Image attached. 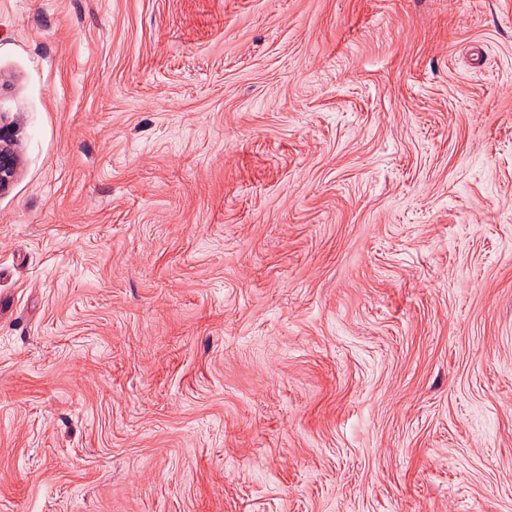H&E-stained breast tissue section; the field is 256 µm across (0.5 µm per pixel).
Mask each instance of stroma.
I'll return each mask as SVG.
<instances>
[{
    "label": "stroma",
    "mask_w": 512,
    "mask_h": 512,
    "mask_svg": "<svg viewBox=\"0 0 512 512\" xmlns=\"http://www.w3.org/2000/svg\"><path fill=\"white\" fill-rule=\"evenodd\" d=\"M0 512H512V0H0ZM18 167L17 153L11 143L0 136V192L10 186L16 176Z\"/></svg>",
    "instance_id": "stroma-1"
}]
</instances>
